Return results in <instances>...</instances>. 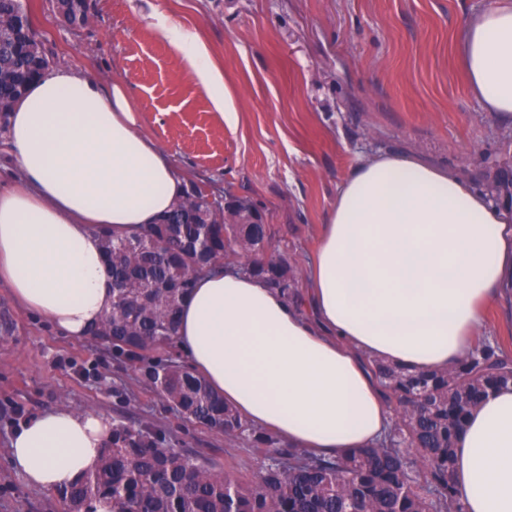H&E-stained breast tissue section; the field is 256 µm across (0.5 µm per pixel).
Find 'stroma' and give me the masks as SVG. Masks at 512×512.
<instances>
[{"instance_id":"35a3bbf8","label":"stroma","mask_w":512,"mask_h":512,"mask_svg":"<svg viewBox=\"0 0 512 512\" xmlns=\"http://www.w3.org/2000/svg\"><path fill=\"white\" fill-rule=\"evenodd\" d=\"M90 26L69 30L51 0H25L46 49L101 85L128 86L137 127L186 179L261 210L299 282L322 219L350 168L385 151L414 152L494 193L512 165V125L468 90L457 37L484 0H89ZM193 32L237 103L213 112L159 33L158 16ZM0 340V512H65L56 492L13 470L21 423L68 405L137 425L168 448L244 474L259 455L223 433L184 422L111 348L74 341L23 312Z\"/></svg>"}]
</instances>
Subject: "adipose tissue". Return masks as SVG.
<instances>
[{"label": "adipose tissue", "instance_id": "1", "mask_svg": "<svg viewBox=\"0 0 512 512\" xmlns=\"http://www.w3.org/2000/svg\"><path fill=\"white\" fill-rule=\"evenodd\" d=\"M158 28L215 111L237 107L204 45L166 17ZM464 78L484 111L512 122V0H487L462 28ZM15 167L0 186V284L23 311L90 336L112 308L99 232L132 239L184 192L167 154L136 130L124 82L44 72L15 103ZM306 304L227 267L199 274L176 346L254 427L318 457L378 446L393 425L372 362L411 373L466 358L485 310L512 287V206L414 153L354 165L323 218ZM112 435L104 414L66 406L22 423L9 458L55 491L91 471ZM464 512H512V384L484 397L456 440Z\"/></svg>", "mask_w": 512, "mask_h": 512}]
</instances>
